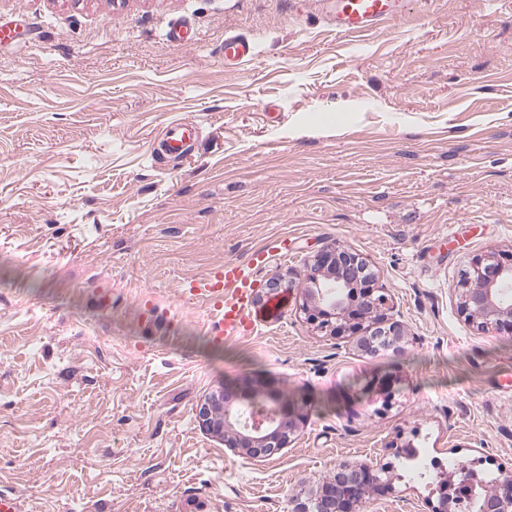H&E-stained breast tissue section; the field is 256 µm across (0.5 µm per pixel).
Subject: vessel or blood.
I'll use <instances>...</instances> for the list:
<instances>
[{
  "instance_id": "b4317fda",
  "label": "vessel or blood",
  "mask_w": 512,
  "mask_h": 512,
  "mask_svg": "<svg viewBox=\"0 0 512 512\" xmlns=\"http://www.w3.org/2000/svg\"><path fill=\"white\" fill-rule=\"evenodd\" d=\"M405 0H323L322 6L329 24L338 34L349 36L368 31L380 22L400 16ZM254 43L243 36L224 40V62L237 65L254 59ZM198 134L193 122L178 121L166 126L160 143L164 152L188 156ZM267 251L259 250L242 261H228L210 276L192 282L188 292L204 300L211 321V334L221 343L236 337L251 335L254 319L251 297L254 277L269 260Z\"/></svg>"
}]
</instances>
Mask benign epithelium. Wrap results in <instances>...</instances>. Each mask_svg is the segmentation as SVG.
Returning <instances> with one entry per match:
<instances>
[{
    "instance_id": "obj_1",
    "label": "benign epithelium",
    "mask_w": 512,
    "mask_h": 512,
    "mask_svg": "<svg viewBox=\"0 0 512 512\" xmlns=\"http://www.w3.org/2000/svg\"><path fill=\"white\" fill-rule=\"evenodd\" d=\"M307 280L311 287L301 310L316 330L339 338L372 322L375 330L358 339L359 349L370 355L402 336L400 326L389 321L383 310L387 298L357 254L336 245L324 247L308 263ZM458 288L466 321L479 330L491 327L512 333V303L502 299L512 289V252L491 251L472 258ZM197 416L209 434L252 459H269L288 447L303 420L299 409L283 406L266 384L255 389L221 388L203 400ZM377 482L370 466L341 464L310 504L295 512H364L369 490ZM511 508L512 473L503 472L496 487L482 497L480 512H509Z\"/></svg>"
}]
</instances>
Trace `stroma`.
Masks as SVG:
<instances>
[{"label": "stroma", "instance_id": "stroma-1", "mask_svg": "<svg viewBox=\"0 0 512 512\" xmlns=\"http://www.w3.org/2000/svg\"><path fill=\"white\" fill-rule=\"evenodd\" d=\"M0 491L23 512H293L336 465L370 512H432L465 465L512 470V334L459 312L512 251V0H406L359 37L315 0H0ZM185 23L195 43L165 39ZM257 55L225 67L224 39ZM188 160L151 156L173 120ZM287 241L283 315L221 345L189 282ZM362 257L404 335L380 355L301 309L328 245ZM395 377L389 396L365 384ZM306 421L251 459L203 431L222 386ZM434 464L421 477L408 459Z\"/></svg>", "mask_w": 512, "mask_h": 512}]
</instances>
